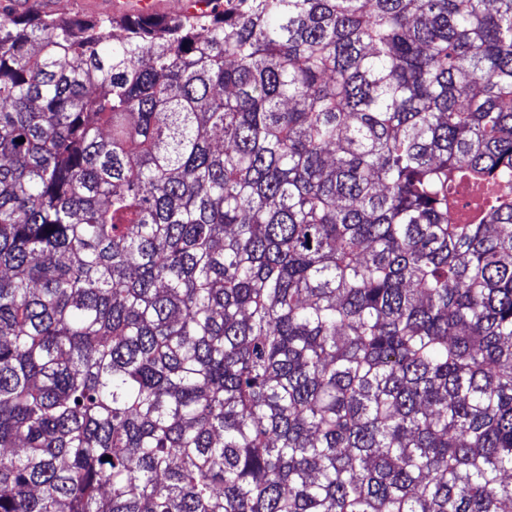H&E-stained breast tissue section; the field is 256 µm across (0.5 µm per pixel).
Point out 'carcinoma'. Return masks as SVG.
<instances>
[{"mask_svg":"<svg viewBox=\"0 0 512 512\" xmlns=\"http://www.w3.org/2000/svg\"><path fill=\"white\" fill-rule=\"evenodd\" d=\"M210 2L0 8V512H512V0ZM80 0H15L14 8L19 13L33 12L40 14H55L63 17H72L80 19H110V18H123L126 16L140 15L135 12H127L122 14H113L116 12L136 11L143 15L154 14L162 9L169 3L163 0H99L93 2L83 3H96L104 6L107 12H98L86 9L83 5L72 6L70 2ZM16 2V5H15ZM52 3L53 7H48ZM29 4L27 7L22 5ZM154 15L159 17H173L178 16L174 10H165Z\"/></svg>","mask_w":512,"mask_h":512,"instance_id":"carcinoma-1","label":"carcinoma"}]
</instances>
